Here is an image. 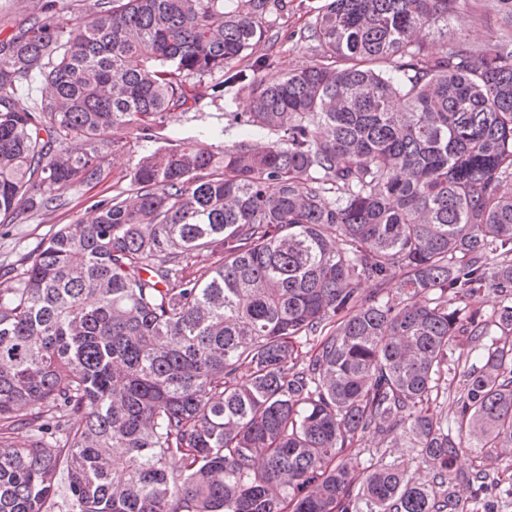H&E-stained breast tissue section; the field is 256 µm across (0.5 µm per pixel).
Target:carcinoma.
<instances>
[{
    "label": "carcinoma",
    "instance_id": "cac0c4a2",
    "mask_svg": "<svg viewBox=\"0 0 512 512\" xmlns=\"http://www.w3.org/2000/svg\"><path fill=\"white\" fill-rule=\"evenodd\" d=\"M464 2L326 0L299 35L315 62L275 82L268 56L236 63L283 0H94L0 37V224L100 181L116 133L250 99L224 113L233 148L210 131L140 155L129 189L0 285V512H496L512 495L484 464L512 453V0L478 46L448 38ZM367 435L430 478L384 452L360 467Z\"/></svg>",
    "mask_w": 512,
    "mask_h": 512
}]
</instances>
